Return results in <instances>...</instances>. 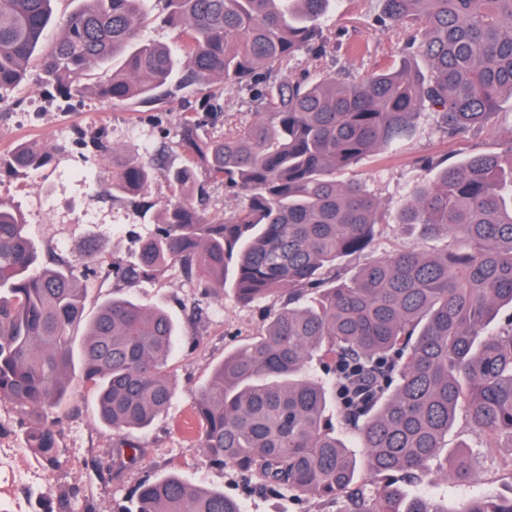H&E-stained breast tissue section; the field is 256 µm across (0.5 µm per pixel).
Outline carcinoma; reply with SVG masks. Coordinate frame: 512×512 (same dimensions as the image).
Wrapping results in <instances>:
<instances>
[{"instance_id": "obj_1", "label": "carcinoma", "mask_w": 512, "mask_h": 512, "mask_svg": "<svg viewBox=\"0 0 512 512\" xmlns=\"http://www.w3.org/2000/svg\"><path fill=\"white\" fill-rule=\"evenodd\" d=\"M55 0H0V99L40 55L52 99L91 93L134 112L184 113L174 133L186 163L166 170L172 198L142 243L139 263L112 268L126 281L170 266L203 295L230 287L251 304L278 297L261 333L224 354L195 393L200 447L267 494L318 497L336 512H450L413 484L470 483L469 457L448 447L460 404L490 448H512V139L504 153L448 164L415 186L396 223L445 233L436 254L399 249L363 264L350 280L340 262L364 255L383 213L360 182L336 172L407 137L434 115L450 138L478 131L512 98V0H380L381 27L409 36L397 68L347 82L295 70L296 56L328 53L320 19L331 0H158L178 51L140 38L144 0H77L45 44ZM105 67L110 75L93 80ZM288 73V78L279 75ZM245 91L258 112L224 111V92ZM52 152L38 142L0 156V170L36 169ZM152 161L112 170V195L141 193ZM243 198L221 220L205 213L208 185ZM85 273L45 264L26 220L0 202V401L18 412L25 445L61 466L55 422L74 370L96 390L97 419L114 432L146 429L169 406L168 360L178 325L133 296L85 317ZM86 326L80 365L72 331ZM318 360L326 378L309 370ZM360 439L356 456L332 423L335 410ZM125 440L112 456L137 459ZM119 512H243L224 491L163 474L139 485ZM463 512H512V496L472 500Z\"/></svg>"}]
</instances>
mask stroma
I'll list each match as a JSON object with an SVG mask.
<instances>
[{
    "mask_svg": "<svg viewBox=\"0 0 512 512\" xmlns=\"http://www.w3.org/2000/svg\"><path fill=\"white\" fill-rule=\"evenodd\" d=\"M379 0H335L320 24L322 38L339 43L333 56L324 58L321 72L364 80L388 66L397 65L398 35L375 22ZM497 122L474 135L444 138L432 118L421 117L413 134L388 153L363 159L337 173L340 181L366 183L378 200L386 223L368 251L379 258L399 247L434 252L444 248L447 235L422 237L402 229L395 216L418 183L433 180V171L422 168L423 156L455 163L479 151H497L512 138V100L502 102ZM182 120L178 112H131L88 96L71 105L49 101L37 78H29L0 101V155L22 140L37 141L53 152L50 164L35 173L0 172V201L19 208L27 231L40 255L60 253L72 261L94 254L101 266L123 267L138 263L142 240L154 229L152 214L141 213L133 200L112 195V167L117 159L162 158L166 166H179L185 155L176 143H165V133L175 132ZM106 130L112 153L96 156L85 140ZM133 295L143 303L165 308L182 330L184 343L168 365L174 398L168 410L144 430L126 432L141 453L132 465L111 467L117 436L99 423L94 391L76 385L78 411L63 416L59 448L63 465L44 469L41 490H27L29 512H48L59 493L77 488L76 512L93 505L95 512H117L145 480L167 472L179 473L194 484L224 490L242 502L244 512H336L316 499L292 495L273 497L246 487L231 467L210 463L194 424L195 392L203 385L226 352L256 337L269 316L278 309L274 300L257 305L237 303L231 290L202 296L195 282L185 279L178 267L155 278L125 283L99 274L88 280L87 314L114 295ZM466 444L477 481L461 486L441 479L431 493L449 507H464L487 491L512 494V450L488 448L471 431L465 417H457L448 432L449 446Z\"/></svg>",
    "mask_w": 512,
    "mask_h": 512,
    "instance_id": "obj_1",
    "label": "stroma"
}]
</instances>
